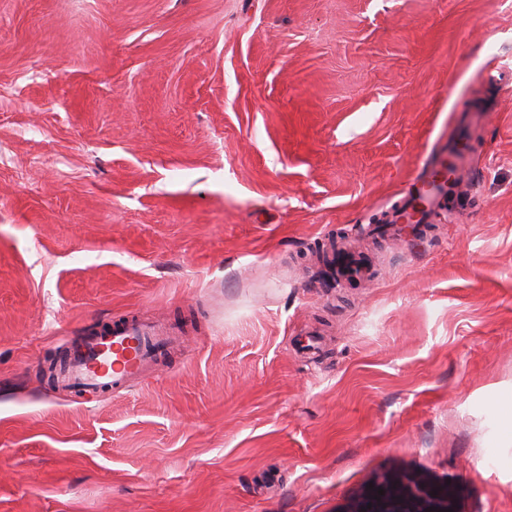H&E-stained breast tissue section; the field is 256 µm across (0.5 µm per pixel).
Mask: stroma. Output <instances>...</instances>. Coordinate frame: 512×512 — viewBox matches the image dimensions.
<instances>
[{
  "label": "stroma",
  "mask_w": 512,
  "mask_h": 512,
  "mask_svg": "<svg viewBox=\"0 0 512 512\" xmlns=\"http://www.w3.org/2000/svg\"><path fill=\"white\" fill-rule=\"evenodd\" d=\"M499 68L512 0H0V512H512ZM463 110V204L358 235ZM122 316L181 344L116 394L44 377Z\"/></svg>",
  "instance_id": "stroma-1"
}]
</instances>
